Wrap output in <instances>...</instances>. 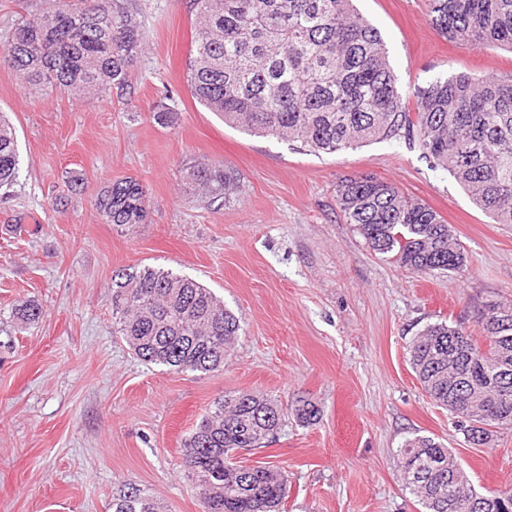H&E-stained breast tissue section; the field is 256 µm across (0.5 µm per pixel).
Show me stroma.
<instances>
[{
	"label": "stroma",
	"instance_id": "stroma-1",
	"mask_svg": "<svg viewBox=\"0 0 512 512\" xmlns=\"http://www.w3.org/2000/svg\"><path fill=\"white\" fill-rule=\"evenodd\" d=\"M125 4L143 40L124 88L33 94L0 61V111L20 149L16 180L0 189V512H111L123 482L167 512H200L183 442L216 398L246 390L321 410L237 458L285 472L282 512H423L398 461L416 435L447 446L476 492L512 487V430L494 447L467 445L406 351L426 325L512 303V224L405 141L318 154L225 125L186 82L192 0ZM354 6L380 32L404 96L440 76L512 72V49L439 36L427 0ZM214 163L235 170L237 192L193 201L183 169ZM361 174L439 212L466 272L413 274L368 248L336 205L337 184ZM123 178L146 191L148 218L130 230L101 223L93 206L104 182ZM145 264L201 282L239 318L222 370L148 365L113 335L112 278ZM25 300L42 310L27 325L14 316Z\"/></svg>",
	"mask_w": 512,
	"mask_h": 512
}]
</instances>
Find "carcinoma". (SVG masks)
<instances>
[{
	"label": "carcinoma",
	"instance_id": "obj_1",
	"mask_svg": "<svg viewBox=\"0 0 512 512\" xmlns=\"http://www.w3.org/2000/svg\"><path fill=\"white\" fill-rule=\"evenodd\" d=\"M47 6L12 33L0 56L21 83L75 94L121 87L142 45L136 17L119 0ZM194 50L186 82L195 98L224 123L250 133L287 138L314 153H334L373 140L405 139L435 167L450 172L473 202L498 224H512V73L474 80L438 77L414 91L406 110L383 39L357 14L353 0H193ZM431 26L474 48L512 49V0H427ZM19 167L17 135L0 118V187ZM192 190L213 203L235 188L222 165L185 168ZM345 223L367 246L390 254L416 274L458 275L464 248L448 222L395 184L371 175L336 187ZM104 224L129 228L147 218L146 195L132 178L104 185L95 199ZM114 333L139 360L177 373L224 367L240 322L209 288L151 266H130L112 278ZM31 323L34 301L15 310ZM476 336L458 320L427 325L407 346L428 397L456 419L467 443L487 447L512 430V304L477 311ZM311 424L321 415L310 400L288 409L260 391L226 394L184 442L182 465L201 512H279L287 484L276 470L249 472L231 462L240 448H261L288 415ZM405 489L425 512H512V488L474 492L455 455L429 436L406 440L398 453ZM112 512H166L150 490L123 484Z\"/></svg>",
	"mask_w": 512,
	"mask_h": 512
}]
</instances>
